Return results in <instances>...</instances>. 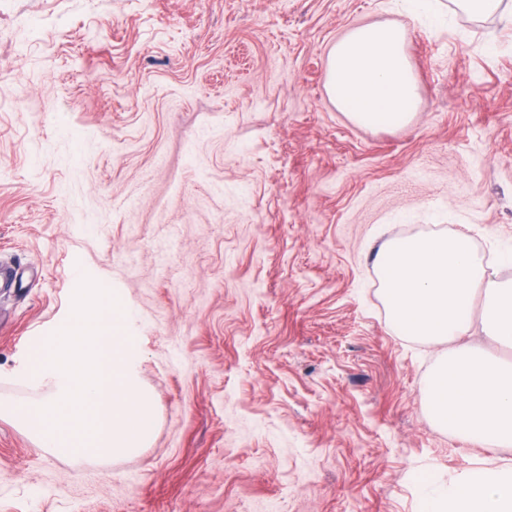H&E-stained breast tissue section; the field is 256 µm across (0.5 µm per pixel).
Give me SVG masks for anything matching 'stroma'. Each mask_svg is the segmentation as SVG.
Wrapping results in <instances>:
<instances>
[{"mask_svg": "<svg viewBox=\"0 0 512 512\" xmlns=\"http://www.w3.org/2000/svg\"><path fill=\"white\" fill-rule=\"evenodd\" d=\"M0 0V398L89 275L131 310L157 427L62 459L0 419V512H422L511 448L434 426L458 341L392 327L373 257L438 232L512 280V0ZM394 25L419 109L358 126L325 89L351 28Z\"/></svg>", "mask_w": 512, "mask_h": 512, "instance_id": "obj_1", "label": "stroma"}]
</instances>
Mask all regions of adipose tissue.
<instances>
[{
	"instance_id": "ef3b65f1",
	"label": "adipose tissue",
	"mask_w": 512,
	"mask_h": 512,
	"mask_svg": "<svg viewBox=\"0 0 512 512\" xmlns=\"http://www.w3.org/2000/svg\"><path fill=\"white\" fill-rule=\"evenodd\" d=\"M326 90L363 127L392 129L418 110L419 86L404 35L393 26L351 29L328 55ZM381 293L395 329L426 340L469 333L476 296H483L482 329L512 348V281H499L469 236L432 234L384 243L376 257ZM422 403L429 419L461 438L512 446V361L469 345L446 355L428 376ZM424 512H512V468H478L448 491L424 481Z\"/></svg>"
}]
</instances>
